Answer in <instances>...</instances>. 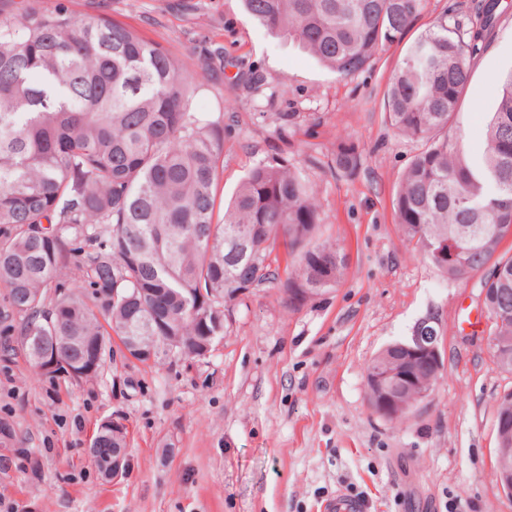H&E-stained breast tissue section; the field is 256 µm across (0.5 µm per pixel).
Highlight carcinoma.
Masks as SVG:
<instances>
[{"label": "carcinoma", "instance_id": "obj_1", "mask_svg": "<svg viewBox=\"0 0 512 512\" xmlns=\"http://www.w3.org/2000/svg\"><path fill=\"white\" fill-rule=\"evenodd\" d=\"M270 34L294 40L341 77L363 70L401 37L424 0H243ZM481 0L480 24L437 17L408 48L387 94L389 120L422 149L405 169L394 212L405 240L447 278L493 263L498 368L512 373V71L472 157L454 116L471 60L499 19ZM202 85L159 44L106 17L58 2L0 14V287L23 317L22 345L36 370L52 352L95 375L115 335L141 362L204 357L224 337V304L278 283L297 308L336 287L346 256L319 236L313 190L287 164L260 162L215 222L223 139L192 110ZM354 144L332 167L353 174ZM290 264L280 277L277 240ZM107 325H102L98 316ZM412 339L381 350L365 379L374 413L404 417L430 397L441 366L411 357ZM396 405L381 413L379 399ZM127 447V430L99 425L90 454L101 474Z\"/></svg>", "mask_w": 512, "mask_h": 512}]
</instances>
